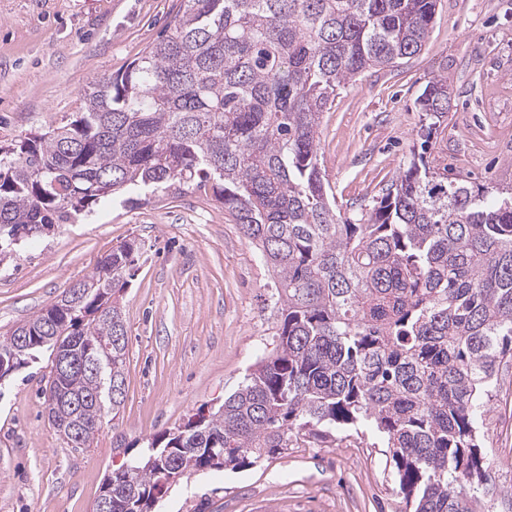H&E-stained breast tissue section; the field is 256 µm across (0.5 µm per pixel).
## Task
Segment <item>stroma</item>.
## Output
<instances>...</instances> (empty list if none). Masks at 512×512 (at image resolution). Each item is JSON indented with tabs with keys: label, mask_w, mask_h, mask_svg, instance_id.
I'll return each mask as SVG.
<instances>
[{
	"label": "stroma",
	"mask_w": 512,
	"mask_h": 512,
	"mask_svg": "<svg viewBox=\"0 0 512 512\" xmlns=\"http://www.w3.org/2000/svg\"><path fill=\"white\" fill-rule=\"evenodd\" d=\"M181 0H0V144L69 123L93 80L123 71ZM452 88L430 147L449 178L512 186V0H440L422 51L342 87L319 128L321 171L346 214L373 207L419 146L417 99ZM141 255L124 294L126 397L87 448L56 433L39 391L49 351L0 383V512H92L106 472L153 434L221 405L272 352L280 313L259 251L194 188L104 200L80 224L24 245L0 266V336L94 272L129 239ZM494 479L512 487V375L487 421ZM374 431L342 448H292L236 471L197 472L155 512H404Z\"/></svg>",
	"instance_id": "stroma-1"
}]
</instances>
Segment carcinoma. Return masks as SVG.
Returning <instances> with one entry per match:
<instances>
[{"mask_svg":"<svg viewBox=\"0 0 512 512\" xmlns=\"http://www.w3.org/2000/svg\"><path fill=\"white\" fill-rule=\"evenodd\" d=\"M438 0H181L167 33L93 81L76 119L0 144V263L109 196L209 182L274 275L278 343L224 403L149 437L101 492L154 512L175 469L238 470L372 425L412 512H479L486 417L512 368V192L444 179L426 158L448 78L417 99L420 150L374 207L346 217L318 163L337 91L425 46ZM140 243L104 255L82 292L0 338L20 369L44 349L92 360L40 393L86 448L125 401L122 300ZM18 336L30 348L14 350ZM120 336L107 354L100 342Z\"/></svg>","mask_w":512,"mask_h":512,"instance_id":"1","label":"carcinoma"}]
</instances>
